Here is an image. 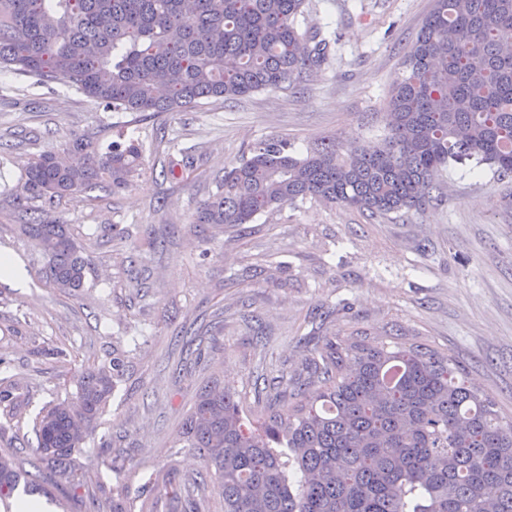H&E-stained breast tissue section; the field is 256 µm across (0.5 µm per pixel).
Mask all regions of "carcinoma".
<instances>
[{
    "mask_svg": "<svg viewBox=\"0 0 512 512\" xmlns=\"http://www.w3.org/2000/svg\"><path fill=\"white\" fill-rule=\"evenodd\" d=\"M305 0H0V70L61 83L110 112L156 115L211 99L296 88L326 63L328 42L301 30ZM392 91L382 147L341 151L321 143L304 155L267 138L216 183L193 215L201 240L226 226L308 198L384 216L435 200L450 163L512 174V0H436ZM83 157L71 166L60 154ZM142 144L118 135L102 146L76 137L32 156L20 231L43 259L54 291L86 287L89 260L56 202L101 187L112 193L143 173ZM292 380L279 409L277 383H253L262 408L234 387L208 382L179 427V444L205 462L197 487L215 483L224 512H512V418L466 385L452 356L419 344L380 347L332 337ZM125 362L118 354L79 376L76 400H53L33 419L40 467L86 482L80 452L107 411ZM40 474L0 453V505ZM169 479L140 487L176 498ZM112 512H129L128 486L101 488Z\"/></svg>",
    "mask_w": 512,
    "mask_h": 512,
    "instance_id": "cac0c4a2",
    "label": "carcinoma"
}]
</instances>
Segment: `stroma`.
I'll return each instance as SVG.
<instances>
[{
    "label": "stroma",
    "instance_id": "obj_1",
    "mask_svg": "<svg viewBox=\"0 0 512 512\" xmlns=\"http://www.w3.org/2000/svg\"><path fill=\"white\" fill-rule=\"evenodd\" d=\"M433 4L306 0L301 28L336 41L301 90L158 117L106 112L61 85L0 71V252L19 268L0 280V380H11L31 418L74 397L78 375L105 354L124 353L129 370L79 456L89 476L123 478L135 492L152 474L196 473L201 459L175 436L204 383L246 391L260 375L294 376L326 337L356 330L372 344L400 332L448 353L512 418V176L453 165L441 199L419 212L372 217L306 199L207 242L192 224L225 167L261 140L285 138L300 153L329 141L382 145L391 90ZM161 125L192 167L158 175ZM120 132L142 142L146 171L119 194L96 189L55 208L90 262L88 288L59 294L17 230L11 190L33 154ZM155 239L164 247L152 248ZM132 252L139 262H128ZM106 444L123 449V474L108 466Z\"/></svg>",
    "mask_w": 512,
    "mask_h": 512
}]
</instances>
